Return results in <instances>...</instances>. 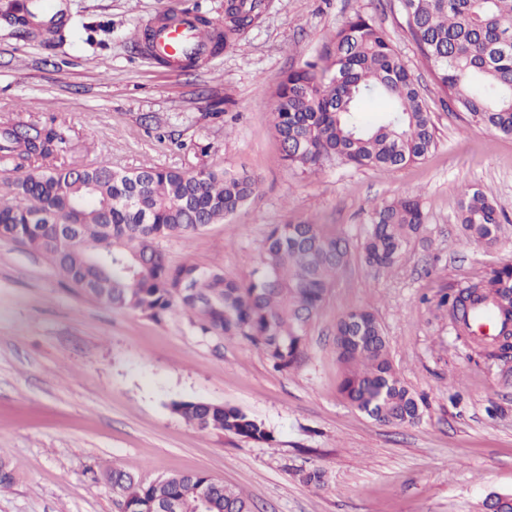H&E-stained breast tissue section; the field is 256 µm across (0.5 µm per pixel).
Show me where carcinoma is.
I'll use <instances>...</instances> for the list:
<instances>
[{"instance_id":"1","label":"carcinoma","mask_w":512,"mask_h":512,"mask_svg":"<svg viewBox=\"0 0 512 512\" xmlns=\"http://www.w3.org/2000/svg\"><path fill=\"white\" fill-rule=\"evenodd\" d=\"M406 25L436 85L470 123L512 136V0H401ZM265 0H227L224 29L204 16L197 24L213 34V51L234 45L255 25ZM334 52L279 77L273 125L284 160L302 170L338 158L356 167H399L421 160L435 146L430 112L412 73L384 30L357 13L330 34ZM391 107L373 119L368 99ZM0 132V151L27 160L57 155L65 139L53 127L31 124ZM258 180L230 169L203 168L192 176L166 168L115 170L38 167L0 195V238L46 256L59 274L84 294L112 307L160 319L182 311L206 333L244 338L260 347L274 368L287 370L304 357L305 327L323 304L336 272L348 258L347 241L323 224H276L267 234L261 266L248 281L192 263L172 265L158 241L221 224L248 202ZM74 224L59 238L56 225ZM363 243L364 263L389 269L424 230L420 201L401 197L372 207ZM460 224L468 240L498 242L505 233L501 212L475 188L463 193ZM493 302L501 312L492 339L473 334L476 306ZM456 336L490 357L512 350V265L439 296ZM339 394L373 419L417 423V398L398 377L374 313L357 308L336 324ZM203 431H222L266 441L261 424L234 407L185 400L172 404ZM119 497V512H193L206 493L210 512H252L244 493L202 471L176 472L152 481L114 468L103 473ZM17 480L0 455V488Z\"/></svg>"}]
</instances>
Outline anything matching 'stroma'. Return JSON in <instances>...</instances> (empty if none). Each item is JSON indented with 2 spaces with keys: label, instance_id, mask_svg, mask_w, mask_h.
<instances>
[{
  "label": "stroma",
  "instance_id": "1",
  "mask_svg": "<svg viewBox=\"0 0 512 512\" xmlns=\"http://www.w3.org/2000/svg\"><path fill=\"white\" fill-rule=\"evenodd\" d=\"M31 0H0V128L54 125L67 143L55 164L193 172L231 168L259 188L226 223L161 240L174 265H220L246 280L273 225L324 224L349 259L306 327L300 365L275 370L248 341L203 333L193 316L154 320L83 295L51 262L0 239V450L20 479L0 512H117L98 473L146 479L203 471L243 491L252 512H486L512 493V357L478 355L457 339L440 294L512 264V232L470 242L459 222L466 187L481 189L512 225V136L455 111L408 32L400 0H266L260 22L203 65L165 67L133 40L159 14L183 8L224 19V0H53L48 24ZM380 25L412 72L436 146L398 168L340 160L287 165L273 130L272 85L324 54L354 14ZM419 197L421 239L393 271L361 259L373 203ZM374 312L393 365L422 402L411 426L376 421L338 392L336 323ZM232 406L269 431L255 441L201 431L173 402ZM317 470L320 487L303 477Z\"/></svg>",
  "mask_w": 512,
  "mask_h": 512
}]
</instances>
